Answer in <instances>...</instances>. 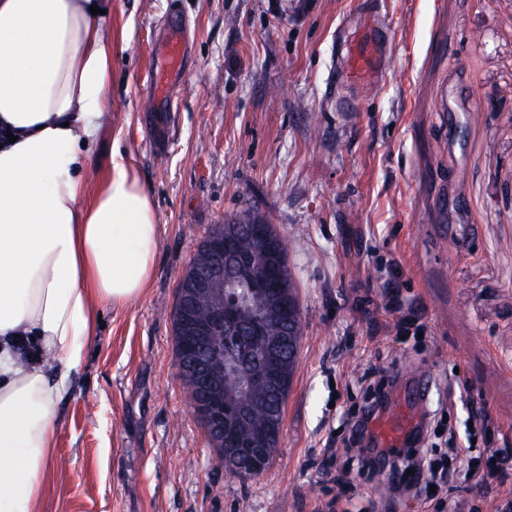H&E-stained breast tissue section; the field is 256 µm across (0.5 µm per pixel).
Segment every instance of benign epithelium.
<instances>
[{"label":"benign epithelium","instance_id":"benign-epithelium-1","mask_svg":"<svg viewBox=\"0 0 512 512\" xmlns=\"http://www.w3.org/2000/svg\"><path fill=\"white\" fill-rule=\"evenodd\" d=\"M277 246L263 224L253 225L242 238L231 227L211 236L182 278L187 304L177 314L182 336L179 377L183 382L203 377L204 384L192 390L193 406L205 430L222 447L221 459L229 466L244 458L262 459L266 449L279 445L282 437V425L266 414L265 396L244 392L231 398L224 394L220 347L228 333L264 337L261 363L248 376L261 380L267 394L288 397L295 369L284 351L300 345L302 317L288 290V269L277 259ZM257 250L265 255L260 266L252 260ZM236 270L251 274V291L265 300V321L288 324L284 335H264L262 321L251 318L247 304L232 293Z\"/></svg>","mask_w":512,"mask_h":512}]
</instances>
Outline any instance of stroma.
Returning a JSON list of instances; mask_svg holds the SVG:
<instances>
[{
  "label": "stroma",
  "mask_w": 512,
  "mask_h": 512,
  "mask_svg": "<svg viewBox=\"0 0 512 512\" xmlns=\"http://www.w3.org/2000/svg\"><path fill=\"white\" fill-rule=\"evenodd\" d=\"M363 0H112V114L93 145L135 163L159 216L144 297L103 308L58 410L43 512H417L381 496L342 443L366 368L405 385L429 371L484 399L490 426L455 406L450 435L512 448V0H373L390 33L385 79L339 73ZM188 54L153 79L172 19ZM274 224L302 311L280 453L228 480L178 378L176 289L207 233L244 212ZM420 310L398 340L384 267Z\"/></svg>",
  "instance_id": "obj_1"
}]
</instances>
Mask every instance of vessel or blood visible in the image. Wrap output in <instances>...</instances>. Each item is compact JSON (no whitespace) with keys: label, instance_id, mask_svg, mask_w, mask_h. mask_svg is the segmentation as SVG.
Masks as SVG:
<instances>
[{"label":"vessel or blood","instance_id":"obj_1","mask_svg":"<svg viewBox=\"0 0 512 512\" xmlns=\"http://www.w3.org/2000/svg\"><path fill=\"white\" fill-rule=\"evenodd\" d=\"M387 35L385 27L367 23L362 40L348 49L343 63V73L351 83L363 88L377 86L382 81L387 66ZM185 54L179 34H172L164 60L156 66L158 83L168 81L171 74L180 70ZM422 420L421 413L406 406L380 418L375 432L383 447L400 449Z\"/></svg>","mask_w":512,"mask_h":512}]
</instances>
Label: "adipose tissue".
<instances>
[{"mask_svg": "<svg viewBox=\"0 0 512 512\" xmlns=\"http://www.w3.org/2000/svg\"><path fill=\"white\" fill-rule=\"evenodd\" d=\"M102 0H0V512H41L57 406L102 307L144 296L159 217L133 161L98 183L112 104Z\"/></svg>", "mask_w": 512, "mask_h": 512, "instance_id": "ef3b65f1", "label": "adipose tissue"}]
</instances>
